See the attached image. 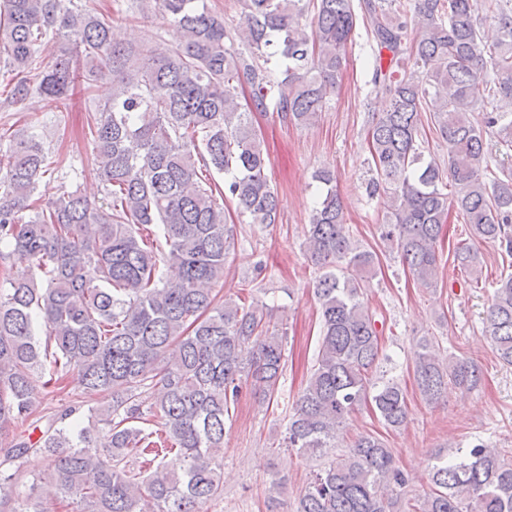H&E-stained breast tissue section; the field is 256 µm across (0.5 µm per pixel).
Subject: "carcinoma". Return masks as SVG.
Listing matches in <instances>:
<instances>
[{
	"mask_svg": "<svg viewBox=\"0 0 512 512\" xmlns=\"http://www.w3.org/2000/svg\"><path fill=\"white\" fill-rule=\"evenodd\" d=\"M180 31L173 47L118 42L103 15L73 0H0V57L13 72L10 100L33 92L67 105L79 84L109 74L112 98L94 118L93 153L108 202L65 191L46 206L33 200L50 170L43 142L15 134L0 155V245L34 274L0 287V512H52L25 481L28 456L48 462L46 477L72 512H204L224 496V418L251 382L259 402L278 393L287 332L263 302L220 300L216 286L235 247L233 220L218 199L236 202L252 224H275L279 199L266 175L263 138L252 114L275 110L308 125L341 78L357 25L353 0H243L239 30L202 0H155ZM478 0H364L363 20L388 59L376 54L371 83L389 99L367 131L374 176L369 195L384 198L380 236L416 281L437 285L440 234L449 209L472 236L512 256V171L488 165V141L512 150V4L484 0L498 25L485 41ZM420 31L408 40V13ZM63 39L71 49L31 75L39 51ZM414 60L406 69L404 56ZM278 57V81L266 67ZM250 86L240 99L242 84ZM293 85L286 92L282 86ZM448 146V168L425 160L422 113ZM225 176L224 185L207 178ZM304 243L320 275L318 352L288 419L285 447L317 457L337 447L361 406L391 429L408 417L395 381L373 378L380 333L364 302L375 253L347 234L334 173ZM454 191L446 193L447 184ZM476 271L472 248L456 249ZM179 276L163 279L161 266ZM41 322L44 337L36 333ZM485 335L512 365V273L496 282ZM421 339L413 373L434 403L448 383L479 385L472 360L448 363ZM89 397L111 402L32 421L37 440L4 430L33 416L70 372ZM153 424L164 434L152 440ZM176 453L179 466L165 459ZM393 449L371 434L307 483L294 512H512V458L500 448H459L432 470L429 491L411 496Z\"/></svg>",
	"mask_w": 512,
	"mask_h": 512,
	"instance_id": "obj_1",
	"label": "carcinoma"
}]
</instances>
